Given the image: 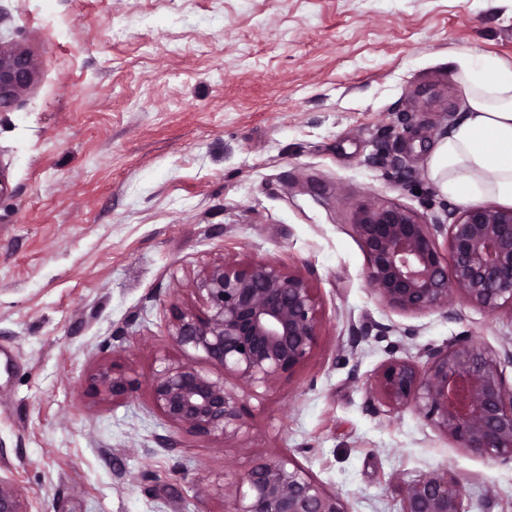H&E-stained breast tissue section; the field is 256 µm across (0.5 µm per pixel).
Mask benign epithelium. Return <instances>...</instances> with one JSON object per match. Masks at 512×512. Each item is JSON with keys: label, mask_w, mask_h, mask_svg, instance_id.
Wrapping results in <instances>:
<instances>
[{"label": "benign epithelium", "mask_w": 512, "mask_h": 512, "mask_svg": "<svg viewBox=\"0 0 512 512\" xmlns=\"http://www.w3.org/2000/svg\"><path fill=\"white\" fill-rule=\"evenodd\" d=\"M36 75L29 52L0 43V111L12 107ZM352 229L366 255L369 287L398 311L446 312L458 297L489 311L512 307V207L466 205L449 210L448 223L431 224L398 204L366 203L355 209ZM188 288L202 306H172L170 339L224 373L214 377L192 362L164 359L150 390L169 421L226 441L244 427L238 389L275 388L319 347L317 299L303 273L274 260L225 261ZM229 375L236 384H227ZM135 385L113 366L90 378L93 395L114 401L128 398ZM370 393L394 412L415 410L459 448L512 461V384L498 355L471 335L430 349L422 366L387 361ZM222 492L229 512H346L339 497L286 454L269 455ZM463 496L461 482L442 469L404 487L401 512H462ZM0 512H31L19 487L2 477Z\"/></svg>", "instance_id": "benign-epithelium-1"}]
</instances>
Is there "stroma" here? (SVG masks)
Wrapping results in <instances>:
<instances>
[{"instance_id":"1","label":"stroma","mask_w":512,"mask_h":512,"mask_svg":"<svg viewBox=\"0 0 512 512\" xmlns=\"http://www.w3.org/2000/svg\"><path fill=\"white\" fill-rule=\"evenodd\" d=\"M0 43L38 66L0 112V476L32 512H224L267 452L348 512H400L443 468L464 512H512V461L368 390L458 336L504 352L512 309H392L351 228L366 201L447 223L428 167L469 110L457 60L512 61V0H0ZM227 256L302 269L322 339L224 442L171 423L149 382L159 356L195 360L171 306ZM111 363L139 381L119 402L87 388Z\"/></svg>"}]
</instances>
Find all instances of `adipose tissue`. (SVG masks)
Returning <instances> with one entry per match:
<instances>
[{
  "mask_svg": "<svg viewBox=\"0 0 512 512\" xmlns=\"http://www.w3.org/2000/svg\"><path fill=\"white\" fill-rule=\"evenodd\" d=\"M458 66L469 111L436 148L430 176L443 195L464 204L512 203V64L474 53Z\"/></svg>",
  "mask_w": 512,
  "mask_h": 512,
  "instance_id": "obj_1",
  "label": "adipose tissue"
}]
</instances>
